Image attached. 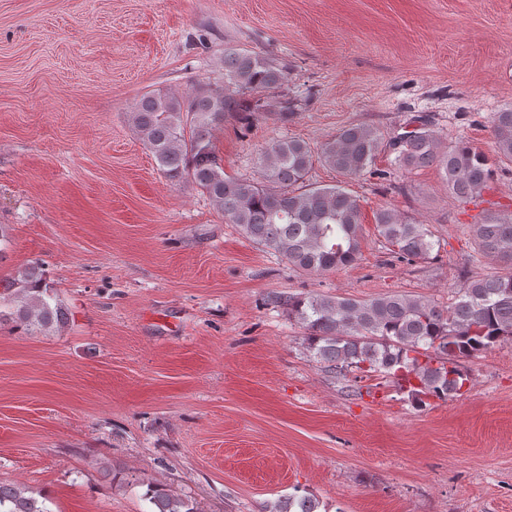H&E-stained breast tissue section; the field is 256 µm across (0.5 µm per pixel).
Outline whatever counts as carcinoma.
<instances>
[{"label": "carcinoma", "instance_id": "obj_1", "mask_svg": "<svg viewBox=\"0 0 512 512\" xmlns=\"http://www.w3.org/2000/svg\"><path fill=\"white\" fill-rule=\"evenodd\" d=\"M286 81L285 68L274 60L226 46L221 77L188 96L144 93L134 123L169 180L191 181L246 238L300 271L333 272L362 256L359 200L340 185L307 184L315 160L349 177L375 172L382 152L404 170L435 166L448 193L476 207L484 202L496 165L512 164L509 107L489 117L491 156L463 141L442 146L434 117L419 112L387 134L363 123L345 126L318 154L302 139L273 140L259 157L257 178L228 177L212 131L229 121L249 126L262 112L275 113L281 122L293 120L288 100L275 94ZM374 219L379 242L401 261H426L438 245L428 225L413 216L381 209ZM471 232L477 253L509 271L470 277L445 304L395 293L361 300L275 292L267 301L303 330L309 356L328 371L392 378L419 406L446 401L462 395L469 383L462 359L512 337V211L481 210ZM0 287V318L7 316L28 332H54L69 320V308L38 262ZM142 497L148 512H197L160 484H146ZM47 501L0 481V512H52ZM317 507L312 496L292 494L268 512H317Z\"/></svg>", "mask_w": 512, "mask_h": 512}]
</instances>
